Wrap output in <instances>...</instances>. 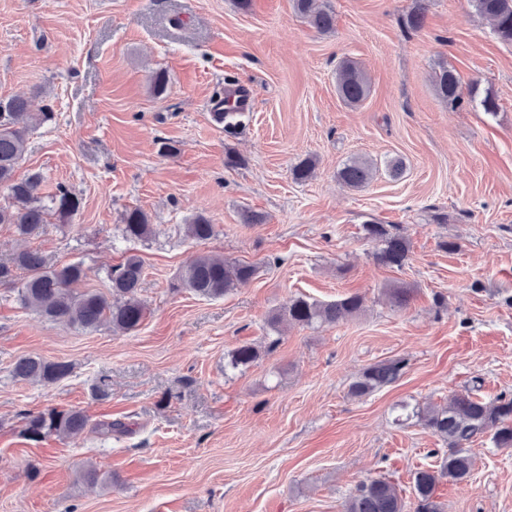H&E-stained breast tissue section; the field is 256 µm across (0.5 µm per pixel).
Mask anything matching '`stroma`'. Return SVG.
<instances>
[{"label": "stroma", "instance_id": "1", "mask_svg": "<svg viewBox=\"0 0 512 512\" xmlns=\"http://www.w3.org/2000/svg\"><path fill=\"white\" fill-rule=\"evenodd\" d=\"M336 26L317 32L291 0H0V99L51 105L33 123L16 178L38 171L40 196L64 185L80 200L37 236L0 224V265L24 249L48 264L81 263V289L106 291L107 271L143 261L148 310L132 333L52 323L0 286V512H342L362 482L384 477L406 505L412 478L439 469L444 441L403 407L442 406L457 394L512 397V44L469 0H326ZM423 7L421 29L407 15ZM356 61L367 99L347 106L336 68ZM454 69L451 108L433 77ZM162 70L167 90L148 78ZM250 87L245 132L212 118L226 83ZM493 93L496 114L480 101ZM174 145L159 151L160 140ZM241 166L225 167L227 153ZM353 156L377 171L352 189L337 177ZM313 158L314 173L291 169ZM406 170L392 178L387 162ZM140 208L157 233L122 239ZM264 218L242 221L244 211ZM204 214L217 233L186 226ZM410 243L400 269L378 264L364 224ZM205 253L257 265L218 299L169 285ZM411 288L392 306L385 290ZM364 310L333 325L268 322L298 297L350 294ZM262 354L229 367L236 347ZM70 362L66 380H13L24 356ZM404 360L397 382L363 398L351 383L367 366ZM53 406L127 435L87 430L75 441L23 437L22 415ZM464 482L441 479L445 512H512V447H469ZM94 465L106 480L78 479Z\"/></svg>", "mask_w": 512, "mask_h": 512}]
</instances>
